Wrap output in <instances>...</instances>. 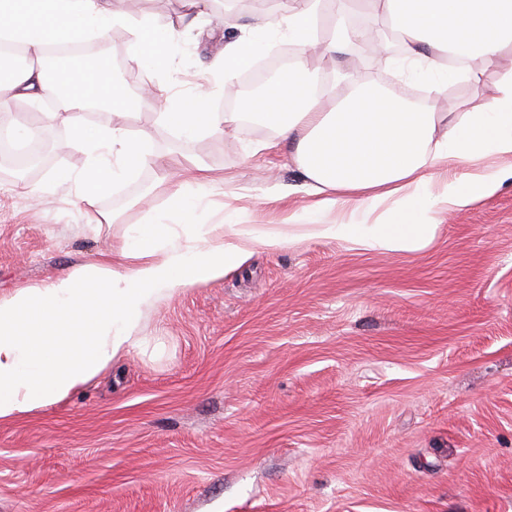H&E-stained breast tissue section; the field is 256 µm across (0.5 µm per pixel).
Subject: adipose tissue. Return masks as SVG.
Returning <instances> with one entry per match:
<instances>
[{
	"label": "adipose tissue",
	"instance_id": "adipose-tissue-1",
	"mask_svg": "<svg viewBox=\"0 0 512 512\" xmlns=\"http://www.w3.org/2000/svg\"><path fill=\"white\" fill-rule=\"evenodd\" d=\"M332 0H281L278 29L298 48V59L261 97L246 99L241 112H216L208 93L182 100L162 113L178 135L235 133L242 113L272 119L279 138L315 198L285 230L249 224H199L193 217L203 200L174 192L166 209L131 229L120 250L101 261L61 273L39 287L15 289L0 297V422L29 418L85 388L113 361L146 352L141 319L155 302L240 267L259 247L277 252L308 238H329L365 250L416 251L435 237L437 217L465 210L495 193L512 172L472 171L489 155L512 157V74L492 98H479L463 112H440L434 103L416 105L347 78L342 89L319 91L317 68L308 56L342 52L348 35H324L323 12ZM122 0H0V43L18 45L22 61L0 56V104L25 107L11 115L17 140L31 138L28 119L49 81L60 93L46 120L70 131L69 146L83 147L90 161L74 181L87 224H108L97 209L99 197L131 172L147 166L168 170L170 159L146 147L145 131L131 132L140 111L152 109L149 94L126 95L109 77L104 56L56 76L46 64L49 47L102 37L128 28L131 67L165 68L184 37L181 28L154 18L131 21ZM401 36L398 68L414 77L442 73L448 51L467 59L465 77L480 84L500 53L512 49V0H366ZM269 30L264 14L253 13L241 36L225 42L217 67L232 79L252 59ZM110 111L103 124H89L91 106ZM463 167L461 175L433 185L440 165ZM351 205L349 221L326 216Z\"/></svg>",
	"mask_w": 512,
	"mask_h": 512
}]
</instances>
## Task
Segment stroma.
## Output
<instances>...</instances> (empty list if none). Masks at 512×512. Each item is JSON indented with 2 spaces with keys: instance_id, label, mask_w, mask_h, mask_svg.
I'll use <instances>...</instances> for the list:
<instances>
[{
  "instance_id": "stroma-1",
  "label": "stroma",
  "mask_w": 512,
  "mask_h": 512,
  "mask_svg": "<svg viewBox=\"0 0 512 512\" xmlns=\"http://www.w3.org/2000/svg\"><path fill=\"white\" fill-rule=\"evenodd\" d=\"M247 14L207 15L150 73L172 110L213 72ZM324 71L402 97L423 84L390 61ZM512 53L480 88L440 91L442 112L492 94ZM151 169L117 183L89 228L60 173L88 164L57 152L69 131L40 124L47 162L0 179V295L42 284L119 248L174 189L198 191L195 164L240 224L279 228L311 204L276 132L183 139L148 111ZM51 192L36 201L31 188ZM417 251H363L312 238L256 250L238 271L144 313L160 354L130 353L84 390L0 423V512H512V178L471 209L441 213Z\"/></svg>"
}]
</instances>
